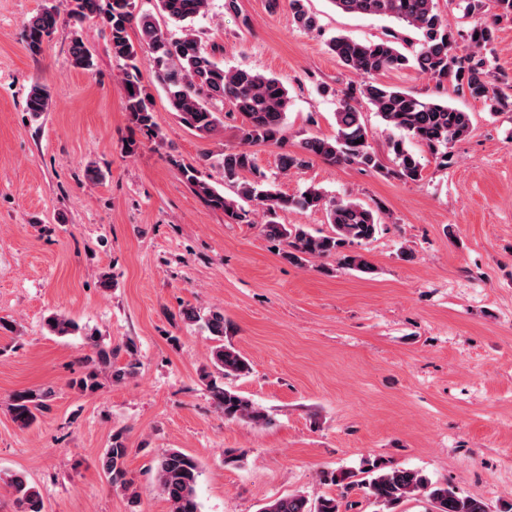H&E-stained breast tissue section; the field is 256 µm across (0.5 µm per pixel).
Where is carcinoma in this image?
I'll return each mask as SVG.
<instances>
[{"mask_svg": "<svg viewBox=\"0 0 512 512\" xmlns=\"http://www.w3.org/2000/svg\"><path fill=\"white\" fill-rule=\"evenodd\" d=\"M68 15L80 26L96 18L110 34L112 56L124 61V112L131 124L151 135L156 128L154 100L142 82L139 63L147 56L153 62L157 79L165 90L170 108L179 122L203 137L214 135L221 127L218 113L212 109L216 102H228L240 116L237 127L239 145L221 153L219 167L224 183L235 188L236 197L228 198L210 182L200 165L177 163L190 189L207 206L225 212L236 224L251 223L250 214L259 211L266 235L285 245L284 256L289 262L302 265L311 259L338 257L339 264L362 274L373 272L371 263L360 253H346L352 244L359 246L373 240L380 218L354 199H338L323 189L311 186L296 196L283 195L273 189L257 170L250 147L259 144L285 147L284 124L290 103L288 90L274 76L250 69H226L215 57L216 50H207L192 29V21L208 6V0H157L159 14L179 28L181 36L165 32L151 14L136 15L134 0H63ZM306 0H288L292 21L311 29L316 19L305 5ZM497 13L488 22L479 15L486 7L485 0H461L463 16L475 18L468 34V44L459 46L455 34L448 30L437 12L436 0H330L342 13L375 16L394 21L402 32H391L377 41L361 43L345 36H336L328 48L345 67L359 74L363 81L350 86L338 100L332 137L312 135L302 139L294 151L280 154L282 171L302 167L307 159L318 157L333 164L355 165L382 173V156L369 142L367 127L354 102L364 100L390 127L405 133V138L390 142L396 169L393 174L405 181L421 177L420 163L405 146L409 138L426 146L442 167L451 161L449 145L465 137L471 128L469 113L442 99H429L382 83L379 76L394 69L414 68L443 87L451 84L458 95L482 100L495 113L509 105V95L492 82V73L482 50L494 40L495 21L512 18V0H492ZM59 7H42L24 23L27 50L32 55L43 52L44 45L54 32ZM138 29V41L131 40L129 30ZM418 33L422 43L417 50L405 53L402 45L410 43L409 33ZM70 55L72 65L88 73L96 68L95 56L83 38L81 30L74 31ZM48 89L34 85L26 99V109L38 119L51 110ZM254 178L247 180L243 174ZM288 208L298 211L323 210L333 232L314 234L302 224H280L278 212ZM180 317L187 323L204 322L216 341L211 361L221 376L243 377L250 374V361L230 344H224L228 330L224 311L211 310L202 316L193 308H185ZM48 331L55 336H73L79 331L76 322L61 315L46 319ZM88 352L83 356L85 371L72 381L82 392H94L101 386L100 376L122 383L137 373V363L130 361L122 367L112 362L114 350L97 337L87 338ZM202 379L228 419H244L256 425L267 423L265 411L239 392L217 385L204 373ZM52 397L49 389L22 390L14 393L8 404L13 420L22 428L35 423L49 409ZM129 448L121 430L112 433L108 448L99 459L105 476L114 486L136 501L138 492L127 479L125 467ZM200 467L198 461L183 451L171 448L157 461L156 479L161 492L170 504V512H199L196 487ZM369 477L357 481L348 470L331 472L326 481L341 488L339 496H322L316 501L302 494L277 498L266 503L260 512H342L343 500L355 488L379 506V512H392L403 500L417 494L425 495L431 512H490L480 499L463 497L446 484L431 481L421 471L390 467L380 461L368 468ZM14 497L16 512H46L40 491L26 475L15 473L7 481Z\"/></svg>", "mask_w": 512, "mask_h": 512, "instance_id": "carcinoma-1", "label": "carcinoma"}]
</instances>
